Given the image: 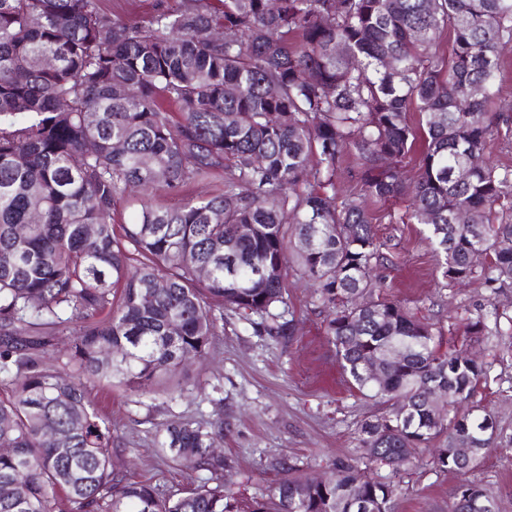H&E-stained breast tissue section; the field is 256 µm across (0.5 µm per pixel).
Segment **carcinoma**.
I'll list each match as a JSON object with an SVG mask.
<instances>
[{
	"label": "carcinoma",
	"mask_w": 512,
	"mask_h": 512,
	"mask_svg": "<svg viewBox=\"0 0 512 512\" xmlns=\"http://www.w3.org/2000/svg\"><path fill=\"white\" fill-rule=\"evenodd\" d=\"M509 43L512 0H189L143 23L99 0H0V512H391V484L343 462L241 500L211 452L221 417L161 429L172 465L209 473L196 488L114 476L91 387L169 393L224 335V311L276 318L291 262L329 309L346 378L382 406L360 457L395 478L402 449H420L461 477L448 512H496L466 478L496 420L456 410L484 368L381 293L373 222L406 198L387 216L430 226L445 286L512 284V168L473 163L494 140ZM132 186L148 199L126 218ZM267 332L295 335L294 312ZM466 441L470 460L454 452Z\"/></svg>",
	"instance_id": "cac0c4a2"
}]
</instances>
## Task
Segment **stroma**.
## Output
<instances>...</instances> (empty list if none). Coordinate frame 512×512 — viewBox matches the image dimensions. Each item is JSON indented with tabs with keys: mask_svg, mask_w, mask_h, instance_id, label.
<instances>
[{
	"mask_svg": "<svg viewBox=\"0 0 512 512\" xmlns=\"http://www.w3.org/2000/svg\"><path fill=\"white\" fill-rule=\"evenodd\" d=\"M503 74L492 144V162L512 167V44L500 53ZM385 243L375 274L386 291L419 318L436 323L447 351L464 348L482 362L474 400L498 423V439L474 480L493 493L498 512H512V285L489 287L473 276L445 287L440 255L422 224L376 223ZM288 306L297 320L292 337L268 335L265 319L244 320L224 314V333L215 337L203 360L180 369L179 384L170 395L135 400L115 389L99 391L98 405L112 418L117 438L112 464L118 477L147 481L165 496L180 495L197 486L203 474L191 467H174L156 448L165 425L224 418L219 455L231 460L224 482L244 500L267 496L283 477L285 467L309 477L331 474L338 462H356L358 427L378 411L377 403L350 389L336 352L324 333L327 311L310 284L296 272L288 274ZM499 319L479 337L467 336V325L488 307ZM370 477L392 480V512H448L459 479L436 470L429 454L415 450L399 479L388 467L371 465Z\"/></svg>",
	"mask_w": 512,
	"mask_h": 512,
	"instance_id": "obj_1",
	"label": "stroma"
}]
</instances>
